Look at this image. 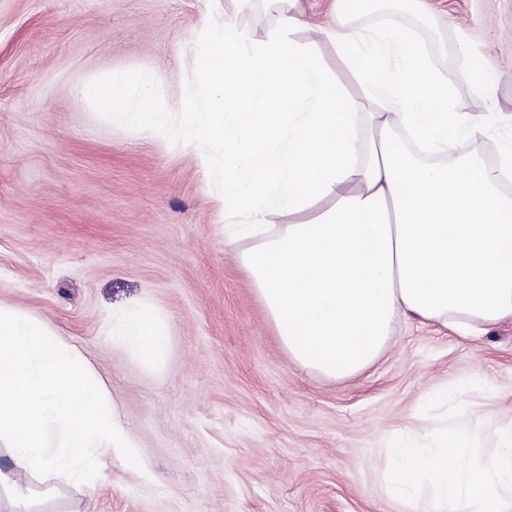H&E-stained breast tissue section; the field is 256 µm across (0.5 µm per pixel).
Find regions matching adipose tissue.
<instances>
[{
  "mask_svg": "<svg viewBox=\"0 0 512 512\" xmlns=\"http://www.w3.org/2000/svg\"><path fill=\"white\" fill-rule=\"evenodd\" d=\"M367 0H335L322 33L353 69L377 111L362 113L299 44L300 0H266L274 15L255 43L234 13L204 19L198 89L168 109L143 73L79 85L75 96L151 136L200 145V166L224 193L226 223L253 239L241 262L296 364L333 378L357 374L388 342L398 315L462 336L512 321V143L496 165L451 157L464 124L456 75L424 52L399 7L375 27L354 25ZM189 113L187 124L173 119ZM371 134L362 137L361 122ZM224 146L222 162L204 151ZM288 214L290 224L273 225ZM110 334L140 361L166 354L167 324L123 314ZM0 493L28 503L23 476H83L89 452L133 461L134 442L79 351L43 321L0 306Z\"/></svg>",
  "mask_w": 512,
  "mask_h": 512,
  "instance_id": "adipose-tissue-1",
  "label": "adipose tissue"
}]
</instances>
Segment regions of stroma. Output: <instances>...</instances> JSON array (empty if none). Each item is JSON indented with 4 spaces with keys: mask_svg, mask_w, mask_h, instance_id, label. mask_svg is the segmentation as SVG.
Instances as JSON below:
<instances>
[{
    "mask_svg": "<svg viewBox=\"0 0 512 512\" xmlns=\"http://www.w3.org/2000/svg\"><path fill=\"white\" fill-rule=\"evenodd\" d=\"M448 19L423 29L456 75L455 107L488 133L460 154L486 165L512 132V0H426ZM312 42L345 93L350 68L322 40L332 0H302ZM233 0H0V304L77 347L136 444L83 480H54L34 512H412L383 486L391 437L427 436L435 393L476 377L464 424L483 447L512 427V321L464 338L399 319L365 370L330 379L282 345L239 245L224 242V201L195 145L160 142L90 102L77 85L146 71L157 107L195 85L205 13ZM482 56L494 104L475 92L465 52ZM148 308L169 327L150 370L113 343L112 317Z\"/></svg>",
    "mask_w": 512,
    "mask_h": 512,
    "instance_id": "1",
    "label": "stroma"
}]
</instances>
